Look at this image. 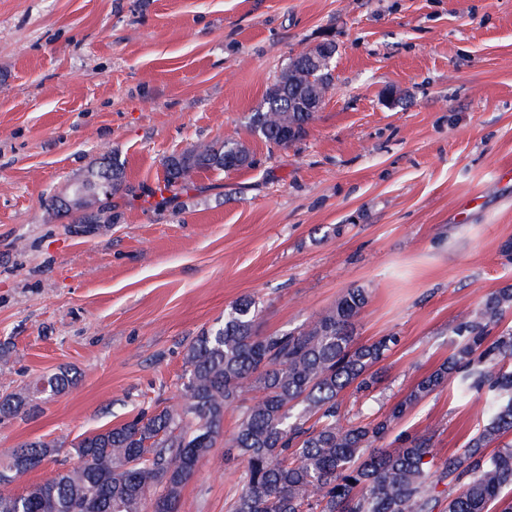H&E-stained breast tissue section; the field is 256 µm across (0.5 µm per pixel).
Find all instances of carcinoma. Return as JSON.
<instances>
[{"instance_id": "1", "label": "carcinoma", "mask_w": 512, "mask_h": 512, "mask_svg": "<svg viewBox=\"0 0 512 512\" xmlns=\"http://www.w3.org/2000/svg\"><path fill=\"white\" fill-rule=\"evenodd\" d=\"M304 87L266 94L247 126L286 148L302 138L315 112L292 102L308 89L333 84L310 74ZM255 164L235 135L220 145L198 143L165 160L163 190L185 186L199 171H237ZM111 179L99 211L128 190L125 161L109 151L83 177L87 186ZM368 292L346 289L336 304L296 331L261 335L258 305L245 296L224 321L187 346L179 399L150 416L84 435L72 444L75 461L21 496L8 491L16 476L59 454L58 441H33L0 465V512H178L181 488L202 457L224 442V457L241 463L238 490L227 512H512V327L491 335L512 313V286L490 293L451 329L448 361L423 378L385 415L351 419L341 394L369 398L381 363L398 338L353 341L355 319ZM76 377L59 372L40 388L59 394ZM459 398L484 401L485 419L465 445L433 469V433L401 432L389 448L393 423L442 386ZM21 395L0 400V415L16 416ZM237 411L235 428L224 414ZM444 489H439V486Z\"/></svg>"}]
</instances>
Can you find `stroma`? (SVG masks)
Wrapping results in <instances>:
<instances>
[{"instance_id":"1","label":"stroma","mask_w":512,"mask_h":512,"mask_svg":"<svg viewBox=\"0 0 512 512\" xmlns=\"http://www.w3.org/2000/svg\"><path fill=\"white\" fill-rule=\"evenodd\" d=\"M333 41L334 86L288 148L247 118L290 57ZM238 133L253 167L166 191L164 159ZM126 162L114 221L46 207L104 150ZM512 0H0V462L173 405L185 349L253 297L261 333L350 287L355 343L398 336L371 411L443 363L459 315L512 285ZM67 370L56 396H28ZM483 404L451 388L399 422L461 447ZM216 446L178 512H226Z\"/></svg>"}]
</instances>
